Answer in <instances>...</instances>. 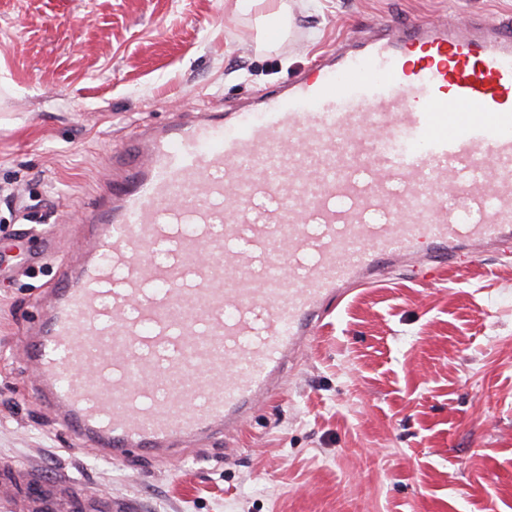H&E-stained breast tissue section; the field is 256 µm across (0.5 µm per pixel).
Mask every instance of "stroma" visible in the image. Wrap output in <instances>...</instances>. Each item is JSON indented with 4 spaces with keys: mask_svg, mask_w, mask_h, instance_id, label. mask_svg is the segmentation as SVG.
<instances>
[{
    "mask_svg": "<svg viewBox=\"0 0 512 512\" xmlns=\"http://www.w3.org/2000/svg\"><path fill=\"white\" fill-rule=\"evenodd\" d=\"M287 2L264 46L263 0H0V512H27L18 468L132 512H512V247L356 286L275 401L167 455L102 459L29 392L40 291L137 131L234 109L383 20H512V0Z\"/></svg>",
    "mask_w": 512,
    "mask_h": 512,
    "instance_id": "obj_1",
    "label": "stroma"
}]
</instances>
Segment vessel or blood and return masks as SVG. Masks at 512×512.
<instances>
[{
  "instance_id": "vessel-or-blood-1",
  "label": "vessel or blood",
  "mask_w": 512,
  "mask_h": 512,
  "mask_svg": "<svg viewBox=\"0 0 512 512\" xmlns=\"http://www.w3.org/2000/svg\"><path fill=\"white\" fill-rule=\"evenodd\" d=\"M24 337L31 392L106 460L277 396L344 287L512 241V23H378L226 114L143 129Z\"/></svg>"
}]
</instances>
